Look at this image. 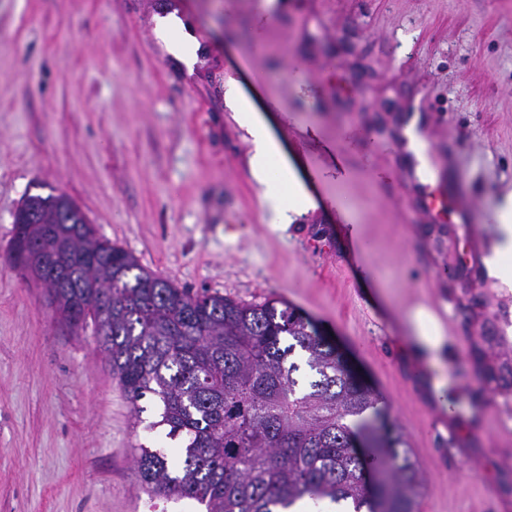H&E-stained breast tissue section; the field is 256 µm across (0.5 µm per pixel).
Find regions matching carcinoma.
<instances>
[{
    "mask_svg": "<svg viewBox=\"0 0 512 512\" xmlns=\"http://www.w3.org/2000/svg\"><path fill=\"white\" fill-rule=\"evenodd\" d=\"M11 251L26 270L35 236L61 253L71 288L46 285L55 317L98 337L136 414L180 446H144L134 471L149 498L206 512H278L297 501L353 512H416L423 489L401 429L335 346L278 298L191 293L100 238L66 194L24 197Z\"/></svg>",
    "mask_w": 512,
    "mask_h": 512,
    "instance_id": "cac0c4a2",
    "label": "carcinoma"
}]
</instances>
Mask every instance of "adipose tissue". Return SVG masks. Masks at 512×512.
<instances>
[{"mask_svg":"<svg viewBox=\"0 0 512 512\" xmlns=\"http://www.w3.org/2000/svg\"><path fill=\"white\" fill-rule=\"evenodd\" d=\"M153 33L186 72H193L203 48L187 16L176 9L155 14ZM225 100L249 146V171L260 189V204L274 228L287 230L295 215L317 208V199L299 179L264 117L235 81H228ZM410 328L414 352L429 367L440 368L445 338L437 317L426 307H416L410 315Z\"/></svg>","mask_w":512,"mask_h":512,"instance_id":"adipose-tissue-1","label":"adipose tissue"}]
</instances>
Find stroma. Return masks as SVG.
Returning a JSON list of instances; mask_svg holds the SVG:
<instances>
[{
    "instance_id": "obj_1",
    "label": "stroma",
    "mask_w": 512,
    "mask_h": 512,
    "mask_svg": "<svg viewBox=\"0 0 512 512\" xmlns=\"http://www.w3.org/2000/svg\"><path fill=\"white\" fill-rule=\"evenodd\" d=\"M170 3L0 0V512H204L149 500L133 454L172 446L149 427L156 402L134 415L96 337L12 261L23 196L51 193L179 287L278 297L324 326L419 443L418 512H512V288L485 263L512 197V0H184L209 49L191 78L154 38ZM232 79L265 86L259 109L303 154L319 206L286 231L261 208ZM414 101L472 196L467 230L420 211L402 177ZM416 304L447 330L441 370L409 348Z\"/></svg>"
}]
</instances>
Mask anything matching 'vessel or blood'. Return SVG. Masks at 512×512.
<instances>
[{"label":"vessel or blood","instance_id":"vessel-or-blood-1","mask_svg":"<svg viewBox=\"0 0 512 512\" xmlns=\"http://www.w3.org/2000/svg\"><path fill=\"white\" fill-rule=\"evenodd\" d=\"M425 118L420 105H410L405 114L404 121L397 133L396 141L400 149L411 161V166L406 173L408 182L416 188L423 199L429 200L432 197L430 180L431 172L423 166V159L429 158L431 148L425 137ZM429 212L434 218L440 219L445 214H452L457 223L466 225L471 221V204L467 197L458 194L449 197L447 206H436L431 204Z\"/></svg>","mask_w":512,"mask_h":512}]
</instances>
